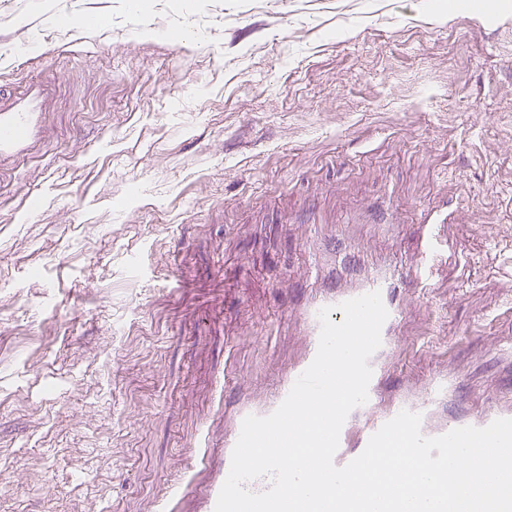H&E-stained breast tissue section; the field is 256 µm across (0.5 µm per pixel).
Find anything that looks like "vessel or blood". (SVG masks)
<instances>
[{
    "label": "vessel or blood",
    "mask_w": 512,
    "mask_h": 512,
    "mask_svg": "<svg viewBox=\"0 0 512 512\" xmlns=\"http://www.w3.org/2000/svg\"><path fill=\"white\" fill-rule=\"evenodd\" d=\"M59 81L42 79L27 82L22 90L0 92V163L25 156L31 145L42 134L41 116L56 96ZM447 220L445 211H427L424 224L430 228L425 256L409 275L414 287L428 288L433 284V271L441 246V228ZM397 278L394 272L376 270L355 279L346 287L324 288L303 300L296 309L302 323L308 348L303 358L292 366L273 395L264 405H242L234 416L235 425L224 442L221 458H214L211 449L198 453L200 468L209 470L210 480L201 493L200 512H215L220 490L229 474L232 452L239 438L240 426L250 415L265 417L272 414L289 394L296 379L314 360L319 346L321 324L318 314L328 309L329 319L341 323L344 313L340 308L346 300L377 291L380 292L388 318L381 330L382 343L369 360L372 377L368 386V400L354 408L347 416L340 432L339 446L334 455L336 466L342 467L359 456L370 437L399 412L409 410L421 416V432L435 437L453 429L473 426L484 428L499 418H512V397L496 396L481 408L466 404L461 396L460 377L454 373H438L425 384L420 394L402 390L393 395L384 394L381 381L386 369L384 356L390 350L394 336L403 321V311L394 297ZM196 476L180 473L161 497L158 512H172L174 504L194 490Z\"/></svg>",
    "instance_id": "vessel-or-blood-1"
}]
</instances>
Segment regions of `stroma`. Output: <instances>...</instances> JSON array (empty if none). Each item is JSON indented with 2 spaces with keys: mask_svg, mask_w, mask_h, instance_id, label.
I'll use <instances>...</instances> for the list:
<instances>
[{
  "mask_svg": "<svg viewBox=\"0 0 512 512\" xmlns=\"http://www.w3.org/2000/svg\"><path fill=\"white\" fill-rule=\"evenodd\" d=\"M70 2L0 0V83L63 80L0 165V512H156L304 355L337 250L410 271L442 198L384 383L512 395V0ZM448 214L444 210H429L424 213L421 224H427L430 228L429 239L425 257L409 275V282L415 288H431L433 285V271L435 262L439 256L441 246V228L447 223Z\"/></svg>",
  "mask_w": 512,
  "mask_h": 512,
  "instance_id": "1",
  "label": "stroma"
}]
</instances>
